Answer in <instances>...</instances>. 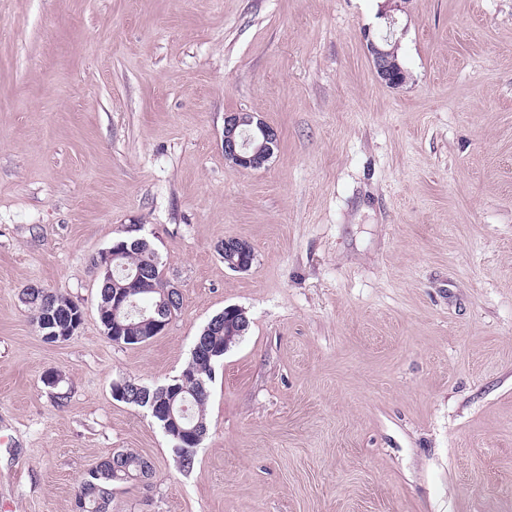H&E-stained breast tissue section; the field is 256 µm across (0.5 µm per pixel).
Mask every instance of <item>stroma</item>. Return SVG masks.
I'll list each match as a JSON object with an SVG mask.
<instances>
[{
	"label": "stroma",
	"mask_w": 512,
	"mask_h": 512,
	"mask_svg": "<svg viewBox=\"0 0 512 512\" xmlns=\"http://www.w3.org/2000/svg\"><path fill=\"white\" fill-rule=\"evenodd\" d=\"M228 112L277 129L266 167L225 160ZM130 224L182 297L134 346L94 267ZM228 306L185 471L112 383L173 379ZM116 450L153 477L110 512H512V0H0V512H76ZM395 46L393 47L392 50H390L391 56L395 60L399 69L402 71V78L399 76L400 72L397 71V66L395 62L389 58V51L383 49L378 43L374 42L373 40L369 41L368 44V51L371 57V61L378 77L391 87H399L400 85L403 84V82L406 79V71L397 58L398 48H396L395 55ZM225 254L231 259L228 268L235 272L249 271L255 258L252 246L239 239L224 240V255ZM23 296L25 303H27L34 312V321L36 322L41 336L48 332L49 328H54V330L50 331L47 336H53L56 342L66 341L76 335L84 317L83 310L79 305L78 309H74V313L70 315L68 321L64 325H59L58 322H56L55 311H53L48 314L49 322L47 324L50 325L43 327L47 320L46 315L50 306L57 308L60 312L71 310L72 307H76V303L67 295L43 287H29L23 290ZM42 337L47 342H54V340H51L48 337Z\"/></svg>",
	"instance_id": "stroma-1"
}]
</instances>
